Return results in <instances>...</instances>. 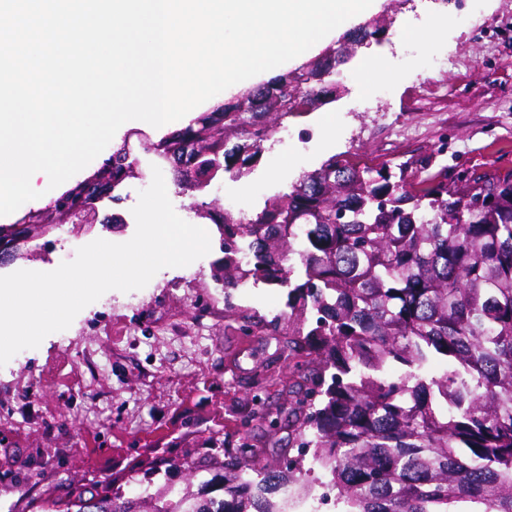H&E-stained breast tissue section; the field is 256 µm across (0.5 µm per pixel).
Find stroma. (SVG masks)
Listing matches in <instances>:
<instances>
[{
    "mask_svg": "<svg viewBox=\"0 0 512 512\" xmlns=\"http://www.w3.org/2000/svg\"><path fill=\"white\" fill-rule=\"evenodd\" d=\"M439 20L445 32L433 44L408 34ZM377 56L388 78L369 85L359 72ZM452 56L460 70H449ZM343 76L339 99L288 119L244 183L215 180L203 201L259 212L334 156L394 170L422 161L418 181L512 171V0H411ZM279 154L290 164L275 176ZM148 185L127 181L120 201L100 205V222L50 231L30 242L31 257L0 262V275L48 272L96 239L134 235L132 210ZM115 212L125 224H103ZM205 227L207 255L161 269L142 289L106 292L69 328L0 367V512H31L32 499L64 495L94 475L122 478L128 496L182 487L186 453L223 457L211 429L237 440L238 401L278 395L288 364L263 329L244 330L240 313H282L288 291L261 283L224 292L211 279L224 257L220 235Z\"/></svg>",
    "mask_w": 512,
    "mask_h": 512,
    "instance_id": "stroma-1",
    "label": "stroma"
}]
</instances>
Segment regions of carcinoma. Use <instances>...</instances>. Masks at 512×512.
<instances>
[{"instance_id":"1","label":"carcinoma","mask_w":512,"mask_h":512,"mask_svg":"<svg viewBox=\"0 0 512 512\" xmlns=\"http://www.w3.org/2000/svg\"><path fill=\"white\" fill-rule=\"evenodd\" d=\"M300 101L332 96L329 85L300 80ZM288 73L264 89L200 112L145 151L171 166L176 187L202 193L216 179H245L285 121ZM394 177L336 156L303 174L291 191L268 198L252 216L216 202L196 213L215 220L224 258L213 281L230 289L251 280L289 289L288 308L266 325L288 358L305 369L274 407L256 396L235 407L240 424L285 415L283 466L261 463L250 436L224 443V459L185 462L197 490L166 488L126 498L117 491L96 512H283L278 491L300 497L321 483L319 465L345 512H512V174L472 184ZM138 176L119 148L102 167L54 200L53 211L25 210L0 224V242L22 225L53 230L79 224L77 211L121 200ZM315 323H309V315ZM446 360L439 375L428 364ZM395 362L403 373L383 377ZM310 466H305L307 453ZM223 496L212 495V487ZM96 485L36 512H84Z\"/></svg>"}]
</instances>
